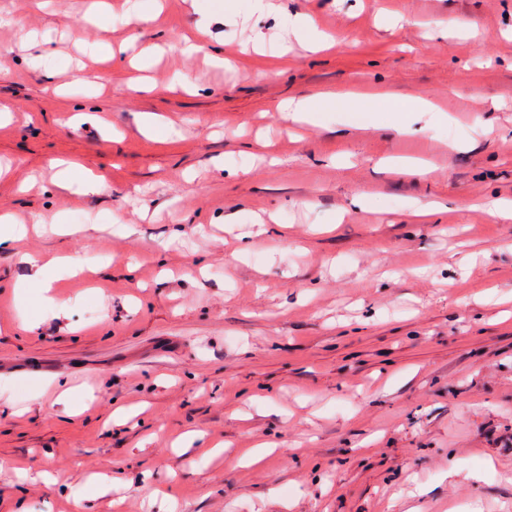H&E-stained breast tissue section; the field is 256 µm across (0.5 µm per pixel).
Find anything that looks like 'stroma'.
<instances>
[{
    "instance_id": "stroma-1",
    "label": "stroma",
    "mask_w": 512,
    "mask_h": 512,
    "mask_svg": "<svg viewBox=\"0 0 512 512\" xmlns=\"http://www.w3.org/2000/svg\"><path fill=\"white\" fill-rule=\"evenodd\" d=\"M205 3L0 0V512H512V222L475 207L512 201V0ZM306 16L333 47L280 56ZM352 89L438 109L276 110ZM75 180H79L87 190L100 192L107 189L103 177L94 176L77 163H70L56 173V182L61 187L69 188Z\"/></svg>"
}]
</instances>
